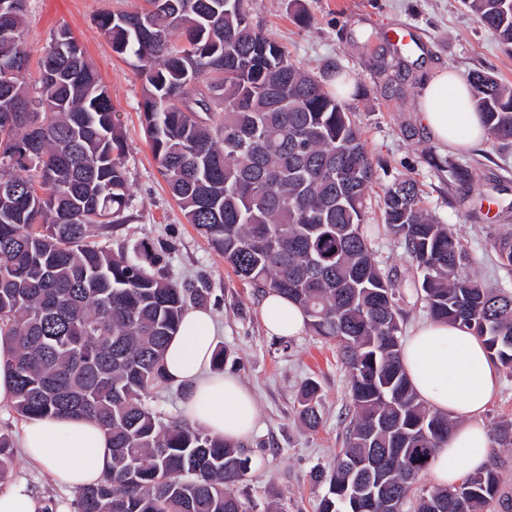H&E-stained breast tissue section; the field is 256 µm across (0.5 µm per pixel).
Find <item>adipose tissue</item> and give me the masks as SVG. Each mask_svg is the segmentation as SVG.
<instances>
[{
    "mask_svg": "<svg viewBox=\"0 0 512 512\" xmlns=\"http://www.w3.org/2000/svg\"><path fill=\"white\" fill-rule=\"evenodd\" d=\"M419 121L440 147H471L487 132L473 108L470 88L457 72L444 69L426 81L418 99ZM264 327L284 338L306 328L303 310L286 297L266 292L260 307ZM216 330L209 310L189 309L164 354L174 382L188 381L184 417L208 433L240 442L256 428L252 394L232 376L211 372ZM401 359L419 399L454 421L448 441L430 463L435 486H456L465 476L489 465L491 438L484 414L499 383V370L484 343L457 325L429 321L403 344ZM106 431L86 418L47 416L23 428L26 458L48 468L54 485L77 489L97 482L110 461Z\"/></svg>",
    "mask_w": 512,
    "mask_h": 512,
    "instance_id": "1",
    "label": "adipose tissue"
}]
</instances>
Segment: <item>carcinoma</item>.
Masks as SVG:
<instances>
[{"label": "carcinoma", "mask_w": 512, "mask_h": 512, "mask_svg": "<svg viewBox=\"0 0 512 512\" xmlns=\"http://www.w3.org/2000/svg\"><path fill=\"white\" fill-rule=\"evenodd\" d=\"M512 47V0H464ZM26 0H0V338L8 346L14 411L95 419L112 443L102 479L78 489L76 512H250L239 484L252 458L151 405L170 385L168 340L202 284L170 280L171 246L133 253L101 243L126 220L132 197L112 94L72 33L52 37L38 64L37 97L21 38ZM104 12L97 27L143 81L147 142L187 223L259 291L297 304L308 329L336 343L348 371L349 422L318 512H488L512 507L487 468L453 488H419L448 441V415L431 410L401 365L395 288L366 237L376 170L331 89L350 75L335 60L313 73L252 21L253 0H145ZM488 136L512 144V85L467 76ZM383 223L416 267L430 316L479 337L512 371V293L466 272L470 256L450 224L421 205L414 178L381 197ZM512 269V230L494 239ZM320 388L306 382L299 415L320 423ZM14 444L0 434V482ZM372 497L357 487L376 469Z\"/></svg>", "instance_id": "cac0c4a2"}]
</instances>
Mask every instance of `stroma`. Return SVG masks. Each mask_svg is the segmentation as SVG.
Here are the masks:
<instances>
[{
	"label": "stroma",
	"mask_w": 512,
	"mask_h": 512,
	"mask_svg": "<svg viewBox=\"0 0 512 512\" xmlns=\"http://www.w3.org/2000/svg\"><path fill=\"white\" fill-rule=\"evenodd\" d=\"M144 6V0H26L23 41L36 63L53 31L68 27L111 89L133 199L127 221L114 230L109 245L129 250L146 239L172 243L167 256L170 276L177 281L207 278L216 341L230 355L224 371L255 398L258 429L244 442L253 465L242 486L258 507L273 501L282 512H316L325 489L315 482L313 472L319 466L331 467L343 446L348 373L335 345L311 332L290 339L270 335L260 318L261 295L234 275L171 197L145 140L139 108L142 82L95 25L102 12H133ZM301 10L308 23L298 21ZM253 22L285 46L297 65L315 71L324 60L337 59L354 83L365 88V97L351 96L347 102L377 169L373 199H380L394 178L414 177L424 206L455 225L464 240L473 257L470 274L512 292V270L499 264L492 246L506 228L501 213L512 212V147L488 139L470 151L440 148L423 131L417 110L423 80L447 67L463 75L489 70L512 84V51L486 31L461 0H254ZM363 31L373 35L366 47L356 41ZM399 35L413 48L407 58L412 77L400 88H387L375 60L387 41ZM435 158H450L465 167L469 182L449 183L447 173L432 166ZM368 222L370 246L399 293L402 331L410 333L429 319L413 286L416 269L383 224L377 204ZM310 378L321 388L322 422L314 431L298 417L299 389ZM11 473L13 480L26 481L47 496L55 512H73L75 491L52 486L46 472L29 466L22 453H15Z\"/></svg>",
	"instance_id": "35a3bbf8"
}]
</instances>
